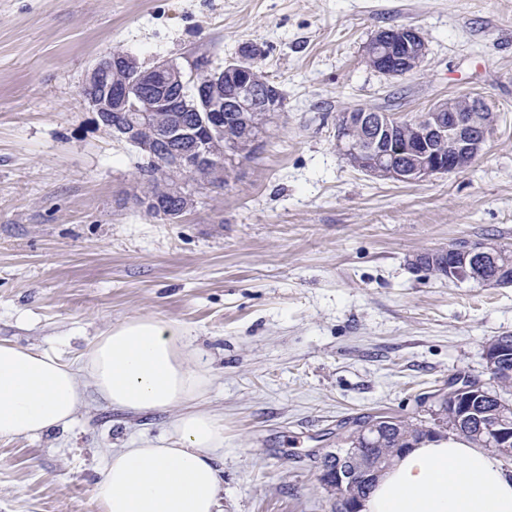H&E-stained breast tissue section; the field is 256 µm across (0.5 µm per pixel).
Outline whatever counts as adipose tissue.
<instances>
[{"label": "adipose tissue", "mask_w": 512, "mask_h": 512, "mask_svg": "<svg viewBox=\"0 0 512 512\" xmlns=\"http://www.w3.org/2000/svg\"><path fill=\"white\" fill-rule=\"evenodd\" d=\"M210 381L184 328L148 315L102 333L79 370L1 341L0 437L67 426L91 390L134 415L176 410L162 444L113 453L100 512H221L224 416L202 406ZM361 512H512V475L465 441L424 440L380 473Z\"/></svg>", "instance_id": "obj_1"}]
</instances>
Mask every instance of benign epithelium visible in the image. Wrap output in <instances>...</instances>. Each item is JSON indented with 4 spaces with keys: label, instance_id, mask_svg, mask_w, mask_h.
I'll return each mask as SVG.
<instances>
[{
    "label": "benign epithelium",
    "instance_id": "obj_1",
    "mask_svg": "<svg viewBox=\"0 0 512 512\" xmlns=\"http://www.w3.org/2000/svg\"><path fill=\"white\" fill-rule=\"evenodd\" d=\"M427 52L413 27L381 30L365 46L370 66L388 76L415 72ZM252 54L215 66L200 56L186 62L161 60L142 68L129 54L115 52L96 63L83 86V96L112 137L134 145L152 170L135 203L154 215L160 200L175 202L173 222L198 202L197 193L224 187V145L237 158L254 156L270 125L283 110V93L271 85L251 60ZM498 122L478 95L465 94L435 104L426 117L398 119L373 109L354 108L337 120L336 147L350 164L366 174L394 182H422L438 174L460 172L483 150ZM439 254L448 256V280L476 278L477 265L490 255L481 243L459 241ZM485 367L494 378L512 376V349L491 343ZM488 396L481 382L448 383V390L430 396L438 436L479 419L477 409ZM383 426L371 419L357 441L326 454L322 483L335 512H360L369 482L389 457L377 451ZM488 450L512 464V422L503 415L480 419Z\"/></svg>",
    "mask_w": 512,
    "mask_h": 512
}]
</instances>
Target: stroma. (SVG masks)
Returning a JSON list of instances; mask_svg holds the SVG:
<instances>
[{
  "label": "stroma",
  "mask_w": 512,
  "mask_h": 512,
  "mask_svg": "<svg viewBox=\"0 0 512 512\" xmlns=\"http://www.w3.org/2000/svg\"><path fill=\"white\" fill-rule=\"evenodd\" d=\"M397 26L427 55L390 77L364 47ZM246 45L286 112L224 189L177 223L147 216L143 159L99 124L88 71ZM467 93L498 123L464 171L378 180L336 149L347 108L406 119ZM460 239L512 248V0H0V340L78 366L126 319L185 325L224 416L222 512H332L321 459L346 422L426 416L457 374L495 387L483 353L512 336V286L409 263ZM174 417L92 392L69 427L0 438V512H100L112 450Z\"/></svg>",
  "instance_id": "1"
}]
</instances>
